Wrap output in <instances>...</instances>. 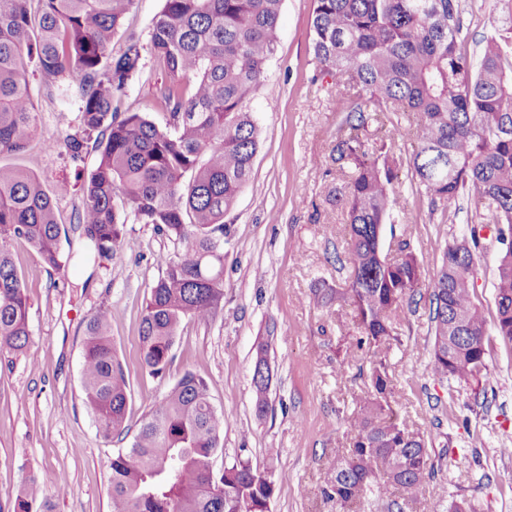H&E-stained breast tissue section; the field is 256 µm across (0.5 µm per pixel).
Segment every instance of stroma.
<instances>
[{
	"instance_id": "35a3bbf8",
	"label": "stroma",
	"mask_w": 512,
	"mask_h": 512,
	"mask_svg": "<svg viewBox=\"0 0 512 512\" xmlns=\"http://www.w3.org/2000/svg\"><path fill=\"white\" fill-rule=\"evenodd\" d=\"M164 0H137L112 42L120 53L128 35L148 43L152 18ZM459 47L479 56L489 36L512 42V0H455ZM314 0H283L277 52L265 88L253 103L260 148L250 180L238 194L224 237V305L206 322H185L165 378L142 364L139 327L149 287L163 274L160 254L178 246L152 224L128 221L112 258L87 255L79 221L81 184L96 154L73 161L63 142L80 130L81 89L31 78L38 129L27 150L0 164L34 173L68 234L62 246L72 259L47 268L25 242L11 244L29 298V355L0 350V512H14L17 492L38 483L55 512H112L109 463L129 448L141 420L188 370L207 380L224 416L214 471L237 460L269 472L274 493L269 512H336L318 488L338 453L351 445L346 421L364 387L360 368L372 353L349 357L344 346L359 329L351 307L318 302L322 285L345 282L346 215L336 189L346 172L334 146L346 134L336 110V87L312 82L310 20ZM165 75L146 58L142 77L127 90L126 107L147 113L160 128L169 114L157 100ZM55 149H46V142ZM395 223L383 229L384 250L396 256L407 240L433 280L446 243L477 223L473 203L460 197L449 209L431 207L408 171H401L393 205ZM498 245L487 242L475 272L476 296L494 319ZM111 316L112 341L126 374L129 435L104 440L84 399L82 347L85 326L97 311ZM267 342L273 378L269 407L258 413L252 381L259 342ZM433 343L426 294L415 295L393 324L386 350L396 409L433 441L434 476L422 502L405 512H445L455 499L473 512H512V348L486 336L487 374L480 387L435 380L428 371ZM66 476L67 492L56 479Z\"/></svg>"
}]
</instances>
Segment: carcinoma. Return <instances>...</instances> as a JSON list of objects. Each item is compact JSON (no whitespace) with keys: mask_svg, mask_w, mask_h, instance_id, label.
I'll return each mask as SVG.
<instances>
[{"mask_svg":"<svg viewBox=\"0 0 512 512\" xmlns=\"http://www.w3.org/2000/svg\"><path fill=\"white\" fill-rule=\"evenodd\" d=\"M135 0H0V155L23 152L37 130L27 66L50 79L82 82L83 135L66 140L78 161L96 162L83 185V236L100 257L119 247L128 214L156 224L180 246L161 257L164 275L150 286L141 314L142 362L167 375L171 350L188 320L207 321L224 301V218L250 179L259 149L252 103L277 50L281 0H164L150 28L151 53L165 73L157 99L173 131L122 97L143 72V46L129 36L103 62ZM312 81L344 84L336 93L349 133L336 138V162L351 175L336 189L348 218L345 288H325L324 304L349 305L357 346L374 351L368 390L348 420L352 448L336 458L321 495L347 512L358 504L387 512L420 501L434 472L429 444L393 408L385 357L392 319L422 286L424 266L409 243L396 259L383 253L392 223L400 127L369 143L371 112L412 117L416 144L409 159L432 206L447 210L467 194L484 209L482 226L500 244L495 278L496 336L512 345V45L486 39L477 65L461 53L454 0H314ZM29 244L48 267L67 257L51 198L39 178L0 165V349H29L28 297L9 243ZM481 239L446 245L430 284L433 345L428 368L441 382L479 385L487 371V319L475 300ZM257 356L256 409L268 408L269 376ZM83 389L108 439L125 431L128 382L109 335V315L87 322ZM224 417L200 374L186 371L142 422L130 448L110 461L113 512H266L273 494L262 473L237 461L217 476L211 457ZM54 512L27 482L14 512Z\"/></svg>","mask_w":512,"mask_h":512,"instance_id":"cac0c4a2","label":"carcinoma"}]
</instances>
